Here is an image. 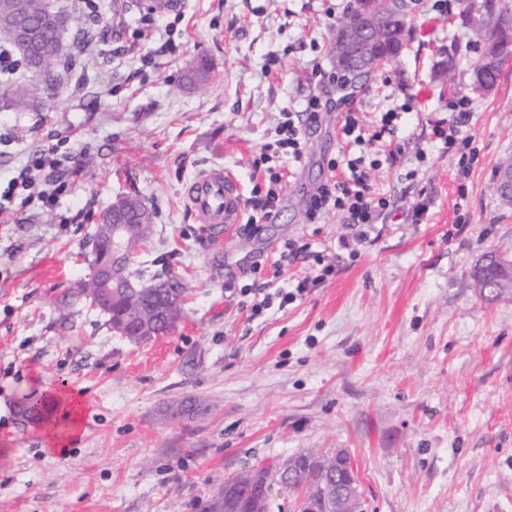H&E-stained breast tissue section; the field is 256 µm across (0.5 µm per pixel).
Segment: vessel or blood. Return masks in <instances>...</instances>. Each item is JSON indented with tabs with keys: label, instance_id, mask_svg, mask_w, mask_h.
Wrapping results in <instances>:
<instances>
[{
	"label": "vessel or blood",
	"instance_id": "b4317fda",
	"mask_svg": "<svg viewBox=\"0 0 512 512\" xmlns=\"http://www.w3.org/2000/svg\"><path fill=\"white\" fill-rule=\"evenodd\" d=\"M186 200L189 208L203 217V230L211 242H220L241 222V183L224 167H213L197 174L186 188Z\"/></svg>",
	"mask_w": 512,
	"mask_h": 512
}]
</instances>
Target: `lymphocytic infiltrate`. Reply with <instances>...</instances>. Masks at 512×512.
I'll return each instance as SVG.
<instances>
[{
    "instance_id": "lymphocytic-infiltrate-1",
    "label": "lymphocytic infiltrate",
    "mask_w": 512,
    "mask_h": 512,
    "mask_svg": "<svg viewBox=\"0 0 512 512\" xmlns=\"http://www.w3.org/2000/svg\"><path fill=\"white\" fill-rule=\"evenodd\" d=\"M323 108L321 96L314 94L305 100L300 111L282 112L276 126V145L285 151L289 162H301L306 148V126L319 120ZM455 109L450 123L439 122L433 126L432 140L441 144L443 149L460 150L459 171L465 174L470 171L473 163L472 157L465 154L469 139L463 134L471 109L468 100L463 98L457 101ZM410 112V105L405 103L387 106L370 118L353 109L340 113L338 117L337 153L327 163L330 175L309 195L306 213L309 222L313 224L320 223L331 212L346 216L352 236L342 239L341 244L348 247L349 258H356L360 247L371 242L376 224L390 223L396 217L384 192L374 187L371 172L384 164H397L404 155L408 140L398 137L397 132L408 128ZM268 159V154L264 153L253 163L254 168H265L268 185L263 196L251 201L254 213L244 226L245 231L250 233L257 232L260 224L272 221L279 211L280 185L284 175L268 167ZM60 165L55 148L41 150L11 182L10 195L19 196L25 201L36 198L42 204H52L65 188L59 179ZM307 252L311 253L313 259L309 275L293 280L272 293L262 287L244 286L239 290L241 309L247 310L253 318L274 307L283 311L303 297L311 286L323 282L331 274L332 265L325 263L321 253L310 252L308 245L295 241L288 242L272 262L274 275H281L285 264Z\"/></svg>"
}]
</instances>
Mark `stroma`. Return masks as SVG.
Returning <instances> with one entry per match:
<instances>
[{
    "mask_svg": "<svg viewBox=\"0 0 512 512\" xmlns=\"http://www.w3.org/2000/svg\"><path fill=\"white\" fill-rule=\"evenodd\" d=\"M119 2L54 0L91 18L94 53L61 73L49 104L18 111L0 97V198L47 146L67 184L52 206L9 199L0 215V512H200L222 479L305 448L350 455L363 512H512V301L486 303L470 277L486 251L512 253V207L494 187L512 156V60L491 91L475 88L474 0H406L397 61L350 92L367 112L389 95L410 101L423 142L467 97L477 163L458 178L454 152L435 148L414 182L404 164L373 170L400 219L341 264L342 217L316 229L305 207L329 175L338 111L308 131L278 221L261 233L208 249L184 188L221 165L253 195L252 163L279 112L313 93L343 99L334 37L353 0H180L164 14H121ZM454 44L464 53L447 80ZM127 195L155 212L145 276L171 272L185 300L174 333L139 345L88 300L59 306L91 273L101 214ZM419 202L415 224L405 213ZM291 239L322 252L332 275L249 319L242 265ZM65 393L82 417L54 444L51 424L20 409ZM186 398L206 411L166 419Z\"/></svg>",
    "mask_w": 512,
    "mask_h": 512,
    "instance_id": "35a3bbf8",
    "label": "stroma"
}]
</instances>
